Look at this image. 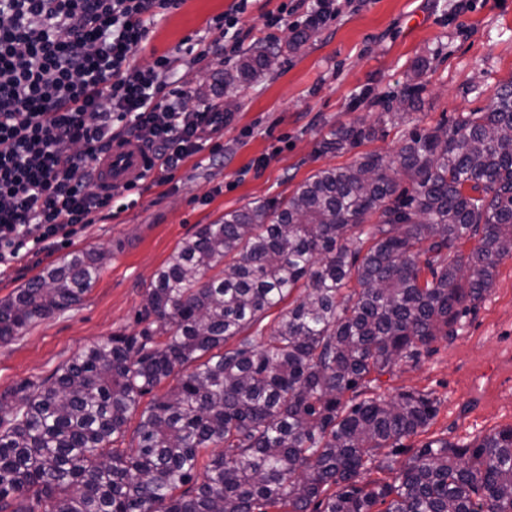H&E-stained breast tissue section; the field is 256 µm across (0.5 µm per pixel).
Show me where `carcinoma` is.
Here are the masks:
<instances>
[{
    "mask_svg": "<svg viewBox=\"0 0 512 512\" xmlns=\"http://www.w3.org/2000/svg\"><path fill=\"white\" fill-rule=\"evenodd\" d=\"M268 56L243 54L224 91ZM420 90L320 151L374 139ZM508 257L512 81L489 111L415 131L394 158L319 169L183 239L144 294L145 327L0 395V512H512V426L426 441L396 469L439 402L379 386L455 335ZM108 258L73 251L0 299V343L80 303ZM299 289L261 340L249 334Z\"/></svg>",
    "mask_w": 512,
    "mask_h": 512,
    "instance_id": "1",
    "label": "carcinoma"
}]
</instances>
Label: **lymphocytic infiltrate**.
I'll return each instance as SVG.
<instances>
[{"label":"lymphocytic infiltrate","mask_w":512,"mask_h":512,"mask_svg":"<svg viewBox=\"0 0 512 512\" xmlns=\"http://www.w3.org/2000/svg\"><path fill=\"white\" fill-rule=\"evenodd\" d=\"M184 0H0V269L96 223L112 196L95 190L113 141H140L150 170L168 174L224 127L214 103L191 112V94L166 80L177 60L135 61L155 24ZM234 0L213 21L218 40L198 39L195 60L235 55L248 36Z\"/></svg>","instance_id":"1"}]
</instances>
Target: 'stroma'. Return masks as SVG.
Returning a JSON list of instances; mask_svg holds the SVG:
<instances>
[{
    "label": "stroma",
    "mask_w": 512,
    "mask_h": 512,
    "mask_svg": "<svg viewBox=\"0 0 512 512\" xmlns=\"http://www.w3.org/2000/svg\"><path fill=\"white\" fill-rule=\"evenodd\" d=\"M282 0H250L240 16L249 29L244 50H279L270 72L245 84L213 142L223 163L189 158L164 181L146 178L136 203L113 209L65 244L25 255L0 274V299L67 253L100 249L111 259L82 301L0 344V394L45 378L83 347L140 330L144 292L176 245L202 225L256 199L284 198L317 170L346 166L365 153L395 155L411 132L489 108L500 84L512 80V0H339L336 18L293 42L290 25L269 28ZM232 0H185L154 28V54L183 58L189 41L207 32ZM411 84L423 85L417 111L387 126L383 136L348 153H321L330 130L375 123L384 102ZM383 388L414 389L439 399L426 433L460 444L512 425V258L497 267L484 298L456 335L439 339L418 364L382 376Z\"/></svg>",
    "instance_id": "35a3bbf8"
}]
</instances>
